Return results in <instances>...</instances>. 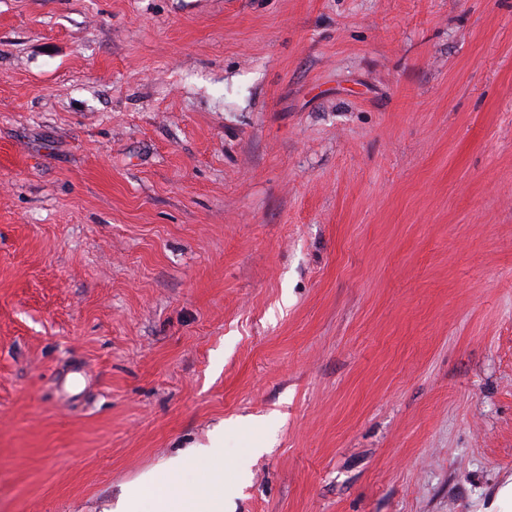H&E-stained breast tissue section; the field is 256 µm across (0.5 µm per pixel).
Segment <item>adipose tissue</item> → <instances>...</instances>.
Instances as JSON below:
<instances>
[{"label": "adipose tissue", "instance_id": "obj_1", "mask_svg": "<svg viewBox=\"0 0 512 512\" xmlns=\"http://www.w3.org/2000/svg\"><path fill=\"white\" fill-rule=\"evenodd\" d=\"M224 455L223 448H199L194 452L198 465L195 495L188 498L165 492L156 494L149 512H224V483L213 471L206 469V462Z\"/></svg>", "mask_w": 512, "mask_h": 512}]
</instances>
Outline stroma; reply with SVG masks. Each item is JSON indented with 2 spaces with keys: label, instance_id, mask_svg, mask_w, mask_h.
<instances>
[{
  "label": "stroma",
  "instance_id": "1",
  "mask_svg": "<svg viewBox=\"0 0 512 512\" xmlns=\"http://www.w3.org/2000/svg\"><path fill=\"white\" fill-rule=\"evenodd\" d=\"M216 439L232 512L512 481V0H0V512Z\"/></svg>",
  "mask_w": 512,
  "mask_h": 512
}]
</instances>
